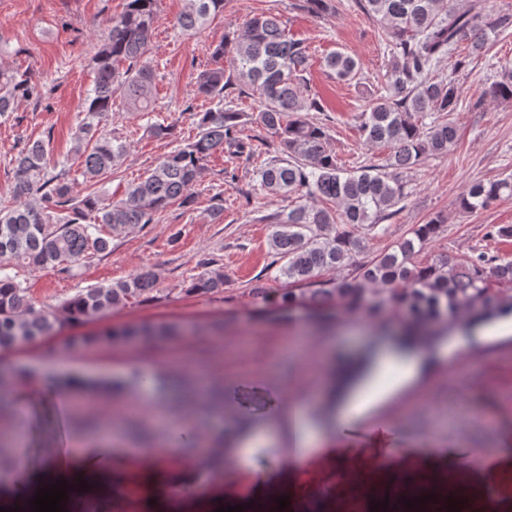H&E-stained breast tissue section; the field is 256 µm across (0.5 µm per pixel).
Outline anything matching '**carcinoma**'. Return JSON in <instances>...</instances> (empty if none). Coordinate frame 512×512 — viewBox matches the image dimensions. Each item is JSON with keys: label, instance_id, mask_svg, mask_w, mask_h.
<instances>
[{"label": "carcinoma", "instance_id": "carcinoma-1", "mask_svg": "<svg viewBox=\"0 0 512 512\" xmlns=\"http://www.w3.org/2000/svg\"><path fill=\"white\" fill-rule=\"evenodd\" d=\"M178 19L192 30L224 8V0H186ZM360 8L385 32L393 61L384 93L369 101L360 131L366 142L390 149L383 166L343 169L327 147V129L306 120L305 112H322L317 95L305 88L306 47L288 37L275 14L252 18L243 33L212 48L216 60L231 56L233 71L218 65L197 79V94L216 102L203 113L198 132L165 155L147 175L128 184L123 197H101L94 186L112 175L127 146L102 126L115 99L128 112H152L156 98L154 72L145 59L151 41L158 0H126L124 11L112 17L92 58L95 79L85 98L72 151L80 160L84 192L75 193L64 181L65 170L47 171L48 143L30 142L13 160V196L17 204L0 208V350L24 346L57 335L63 324L38 307L27 288L2 265L32 269L56 268L70 274L85 260L107 252L112 234L153 223L169 205L193 204L192 187L220 152L230 160L252 158L256 149L241 134L251 122L279 139L283 156H274L256 170L260 185L275 197L321 199L333 207L296 204L273 217L270 236L272 265L297 294L262 292L264 313L284 317L305 308L312 324L329 329L338 308L359 311L370 319L403 318L408 336H442L460 326V312L470 313L465 325L512 315V259L479 252L464 262L442 258L420 266L413 256L435 238L444 221L437 216L417 224L411 237L355 267V274L338 281L319 280L326 269L353 264L366 249L354 229H374L393 215L407 198L403 174L423 158L448 153L456 142L451 119L426 123L434 113L455 111L456 72L467 56H480L490 40L512 27V13L495 12L488 0H357ZM456 58L451 72L436 76L444 62ZM324 66L338 81H348L359 62L343 51L332 52ZM252 91L256 106L246 114L224 107L237 83ZM38 95L29 79L0 69V116L21 98ZM494 100L512 101V69L502 68L489 87ZM503 196H512V177L477 181L460 198V208L476 213ZM502 288L495 290L490 280ZM155 275L143 270L114 282L82 288L63 302L66 321L82 325L126 307L130 301L152 298ZM224 289V273L206 270L188 292L208 295ZM179 334L170 324H131L101 332L112 341L162 339ZM28 373L0 363V414L10 408L4 394Z\"/></svg>", "mask_w": 512, "mask_h": 512}]
</instances>
